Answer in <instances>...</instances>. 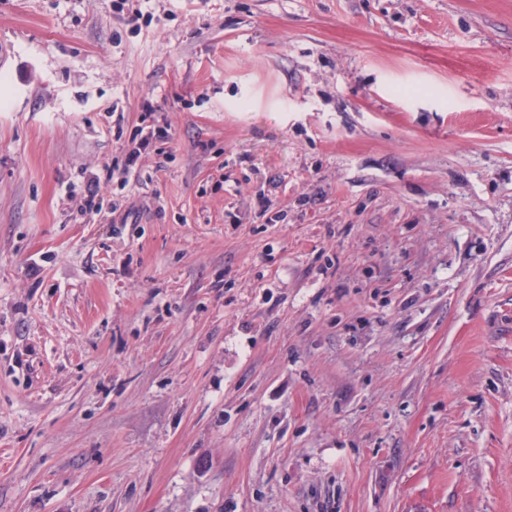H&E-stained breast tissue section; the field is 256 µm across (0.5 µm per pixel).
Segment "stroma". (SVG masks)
Segmentation results:
<instances>
[{"instance_id":"stroma-1","label":"stroma","mask_w":512,"mask_h":512,"mask_svg":"<svg viewBox=\"0 0 512 512\" xmlns=\"http://www.w3.org/2000/svg\"><path fill=\"white\" fill-rule=\"evenodd\" d=\"M0 75V512H512V0H0ZM168 129L151 127L136 128L131 142L134 146L126 153L123 163V174H128L131 170L137 169L142 159L151 153L161 152V148L156 147L158 141L168 139ZM102 209L103 205L102 196L100 195L99 190V181L92 180L83 197V203L80 208L81 215L88 219H93L101 214Z\"/></svg>"}]
</instances>
